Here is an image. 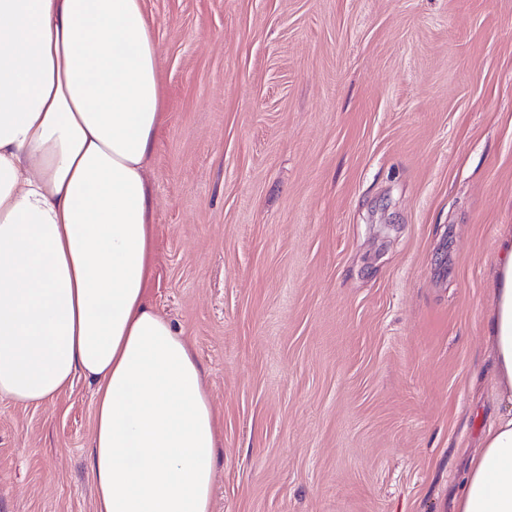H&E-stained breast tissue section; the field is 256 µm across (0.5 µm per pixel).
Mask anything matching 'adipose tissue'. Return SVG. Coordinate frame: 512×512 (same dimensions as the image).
Masks as SVG:
<instances>
[{"instance_id": "ef3b65f1", "label": "adipose tissue", "mask_w": 512, "mask_h": 512, "mask_svg": "<svg viewBox=\"0 0 512 512\" xmlns=\"http://www.w3.org/2000/svg\"><path fill=\"white\" fill-rule=\"evenodd\" d=\"M163 121L142 0H0V398L94 384L96 512H211L212 404L150 303ZM492 268L485 335L508 409L455 512H512V231Z\"/></svg>"}]
</instances>
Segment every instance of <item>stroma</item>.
I'll list each match as a JSON object with an SVG mask.
<instances>
[{"label": "stroma", "mask_w": 512, "mask_h": 512, "mask_svg": "<svg viewBox=\"0 0 512 512\" xmlns=\"http://www.w3.org/2000/svg\"><path fill=\"white\" fill-rule=\"evenodd\" d=\"M151 303L217 417L212 512H453L503 405L512 0H144ZM94 386L0 400V512H95Z\"/></svg>", "instance_id": "35a3bbf8"}]
</instances>
